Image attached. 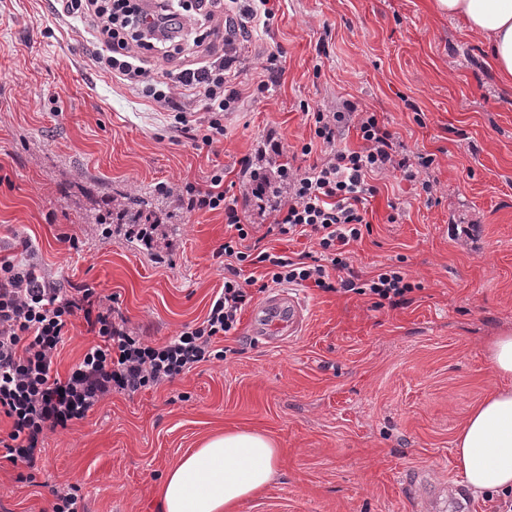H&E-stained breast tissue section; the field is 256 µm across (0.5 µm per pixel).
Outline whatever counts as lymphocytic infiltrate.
Segmentation results:
<instances>
[{
  "mask_svg": "<svg viewBox=\"0 0 512 512\" xmlns=\"http://www.w3.org/2000/svg\"><path fill=\"white\" fill-rule=\"evenodd\" d=\"M59 14L86 25L102 48L95 66L123 85L151 99L165 110L186 112L201 104L210 120L200 139L213 145L224 134V114L238 100L228 86L234 58L233 34L214 43L215 19L223 0H193L192 16L198 33L185 44L177 15L160 0L153 17L142 14L138 0H57ZM180 86L184 104L174 102L172 86ZM313 136L300 151L322 156L305 170H286L288 198L275 210L271 235L315 238L320 249L311 261H293L263 249L241 251L253 232L236 201L226 200L223 170H214L208 186L187 181L158 184L164 195L177 196L188 212L223 211L231 231L224 255L231 258L224 287L204 320L186 327L175 339L154 346L131 332L115 316L95 286L65 285L50 278L33 261L29 239L0 254V416L11 422L0 447L8 458L35 468L48 434L83 419L111 392L129 395L165 383L210 360L216 337L234 331L240 315L253 300V279L242 278L239 263L261 265L264 277L275 285L306 284L324 292L367 298L372 309L396 306L414 292L401 267L388 266L370 277L355 271L350 245L361 239L366 223L365 204L376 196V176L400 174L420 183L426 197L434 195V181L423 179L435 162L430 153L407 152L397 132L379 113L354 110L309 113ZM355 126L358 147H339L348 126ZM83 319L86 331L99 339L66 378L53 374V364L74 319Z\"/></svg>",
  "mask_w": 512,
  "mask_h": 512,
  "instance_id": "obj_1",
  "label": "lymphocytic infiltrate"
}]
</instances>
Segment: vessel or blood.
I'll return each mask as SVG.
<instances>
[{
  "label": "vessel or blood",
  "instance_id": "b4317fda",
  "mask_svg": "<svg viewBox=\"0 0 512 512\" xmlns=\"http://www.w3.org/2000/svg\"><path fill=\"white\" fill-rule=\"evenodd\" d=\"M253 333L261 340L274 343L298 335L306 321L304 302L290 291L268 296L253 312Z\"/></svg>",
  "mask_w": 512,
  "mask_h": 512
}]
</instances>
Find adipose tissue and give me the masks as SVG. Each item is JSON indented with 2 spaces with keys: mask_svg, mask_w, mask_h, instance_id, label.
<instances>
[{
  "mask_svg": "<svg viewBox=\"0 0 512 512\" xmlns=\"http://www.w3.org/2000/svg\"><path fill=\"white\" fill-rule=\"evenodd\" d=\"M484 35L493 64L512 77V0H438ZM458 469L475 494L512 489V390L499 391L469 415L456 441ZM280 451L262 432L228 429L190 449L157 490L158 512H233L264 488Z\"/></svg>",
  "mask_w": 512,
  "mask_h": 512,
  "instance_id": "adipose-tissue-1",
  "label": "adipose tissue"
}]
</instances>
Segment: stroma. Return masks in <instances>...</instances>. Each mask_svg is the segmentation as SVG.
Instances as JSON below:
<instances>
[{
  "instance_id": "stroma-1",
  "label": "stroma",
  "mask_w": 512,
  "mask_h": 512,
  "mask_svg": "<svg viewBox=\"0 0 512 512\" xmlns=\"http://www.w3.org/2000/svg\"><path fill=\"white\" fill-rule=\"evenodd\" d=\"M268 28L237 34L224 135L205 146L201 106L187 124L94 66L83 28L52 0H0V240L30 239L52 276L90 283L152 343L200 322L224 286L223 211L191 215L157 183L205 182L243 200L247 166L312 134L307 112L350 102L382 113L408 150L434 153L438 202L387 175L370 231L351 246L365 275L401 265L419 289L381 310L366 299L296 286L303 333L276 345L236 332L223 359L129 396L115 393L49 435L34 481L0 454V506L47 512L51 489L76 487L87 512H157L154 489L189 450L224 428L268 435L283 456L236 512H430L431 491L462 486L455 440L482 400L512 378L487 358L512 334V77L485 39L437 0H274ZM278 52L269 65V52ZM268 90L257 93L258 83ZM152 201L167 250L129 239L126 198ZM404 210L390 224V206ZM264 246L298 259L305 237L267 235L271 213L247 210ZM74 236L76 247L61 243Z\"/></svg>"
}]
</instances>
